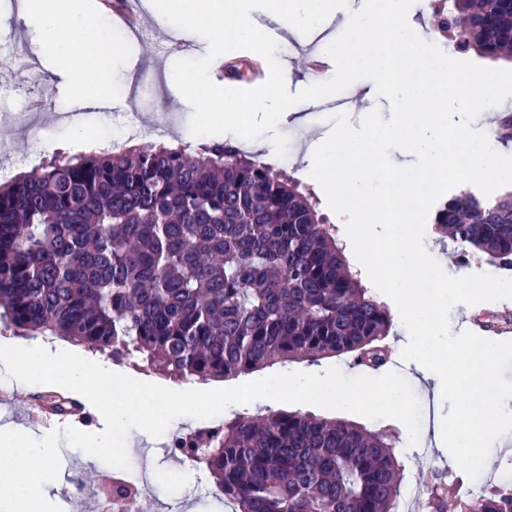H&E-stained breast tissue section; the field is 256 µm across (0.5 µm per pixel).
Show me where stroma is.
<instances>
[{
	"instance_id": "35a3bbf8",
	"label": "stroma",
	"mask_w": 512,
	"mask_h": 512,
	"mask_svg": "<svg viewBox=\"0 0 512 512\" xmlns=\"http://www.w3.org/2000/svg\"><path fill=\"white\" fill-rule=\"evenodd\" d=\"M358 3L359 0H336L335 15L306 22L298 36L291 39V46L312 43L317 53H324L327 45L343 31L342 16L357 8ZM21 4L22 0H0V43L11 42L16 36L22 38L28 45L39 77L29 81L26 91L22 92L18 89V78L0 70V114L19 115L30 98H45V110L36 114L34 120L46 129L47 134L35 143L25 130L15 124H8L0 131L1 183L21 172H35L43 160L53 156L76 154L87 149L65 120L70 113L66 87L56 74L53 61L41 54L34 32L24 26ZM145 10V26L140 33L122 31L118 34L125 51L116 63L114 81L123 86V95L113 97L108 109L86 111L85 118L109 133L116 123L133 116L142 125L161 127L162 142L199 147L200 138L194 137L189 130L192 108L173 82L175 58L159 54L157 47L170 39L180 38L188 45L185 58L194 59L205 54L208 45L197 34L172 28L153 5H146ZM324 116V111L316 109L314 103L305 102L297 115L281 122L279 129L288 139L287 154L283 157L264 148H255L232 134L227 135L226 140L246 154L258 155L260 160L315 192L319 186L305 169L302 156L311 140L329 134L331 125L325 122ZM408 340L409 334L402 322H395L387 339L391 347L387 368L404 376L419 403L431 406L432 419L421 426L425 444L409 446L406 428L393 419L370 420L352 413L347 419L371 430L389 428L398 434L403 485L419 482L426 487L436 483L451 487L462 472L447 450L437 449L431 442L435 427L439 426L442 415L448 414L450 406L442 402L440 391L424 380L418 363L402 361V345ZM36 395V390L21 391L15 382H8L6 396L0 399V432L17 426L25 427L30 442L46 449L51 471L46 491L55 504L54 512H96L95 494L89 492L83 497H74L73 485L78 478L87 475L103 479L112 468L98 460L84 463L82 451L66 443L63 430L71 426L100 431L104 428L101 418L90 401L79 395L73 398L79 408L78 413L68 416L42 413L33 403ZM203 426L200 420L191 426L178 422L169 433L158 439L137 430L130 432L127 438L130 472L145 486L139 497L141 512H229L211 494L205 473L175 459L168 451L173 435H185L191 428Z\"/></svg>"
}]
</instances>
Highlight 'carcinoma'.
<instances>
[{
  "label": "carcinoma",
  "mask_w": 512,
  "mask_h": 512,
  "mask_svg": "<svg viewBox=\"0 0 512 512\" xmlns=\"http://www.w3.org/2000/svg\"><path fill=\"white\" fill-rule=\"evenodd\" d=\"M448 47L512 61V0H447ZM432 230L512 269V189L464 190ZM299 184L228 142L155 140L52 159L0 183V323L129 360L172 381L278 362H389L394 316ZM399 436L298 411L237 413L170 453L209 473L232 512H396ZM512 512V487L459 500Z\"/></svg>",
  "instance_id": "1"
}]
</instances>
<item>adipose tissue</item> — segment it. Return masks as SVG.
<instances>
[{"label":"adipose tissue","mask_w":512,"mask_h":512,"mask_svg":"<svg viewBox=\"0 0 512 512\" xmlns=\"http://www.w3.org/2000/svg\"><path fill=\"white\" fill-rule=\"evenodd\" d=\"M26 24L62 70L69 87L72 127L86 131L85 110L110 101L112 70L121 47L86 0H23ZM335 0H264L263 12L286 33L304 20L333 14ZM50 473L44 449L23 431L0 434V512H45L42 487Z\"/></svg>","instance_id":"obj_1"}]
</instances>
